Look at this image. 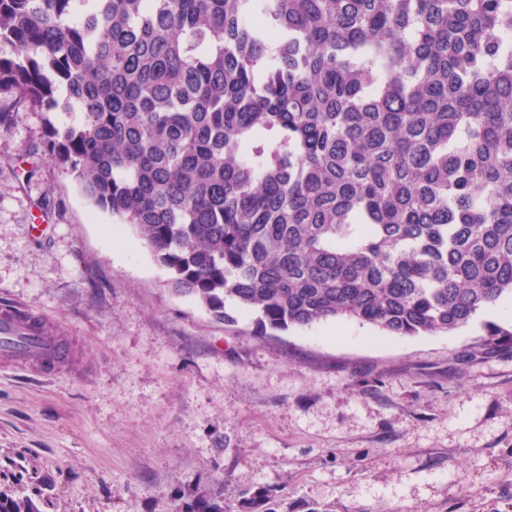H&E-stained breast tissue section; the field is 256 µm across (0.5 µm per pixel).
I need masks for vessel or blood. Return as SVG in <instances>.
I'll return each mask as SVG.
<instances>
[{
	"mask_svg": "<svg viewBox=\"0 0 512 512\" xmlns=\"http://www.w3.org/2000/svg\"><path fill=\"white\" fill-rule=\"evenodd\" d=\"M39 315L0 308V361L17 362L30 370L47 374L53 371L62 352L58 339L41 334Z\"/></svg>",
	"mask_w": 512,
	"mask_h": 512,
	"instance_id": "1",
	"label": "vessel or blood"
}]
</instances>
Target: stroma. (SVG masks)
Returning a JSON list of instances; mask_svg holds the SVG:
<instances>
[{"mask_svg": "<svg viewBox=\"0 0 512 512\" xmlns=\"http://www.w3.org/2000/svg\"><path fill=\"white\" fill-rule=\"evenodd\" d=\"M0 119V306L69 352L48 377L0 364V490L40 512H173L218 482L234 512L266 487L269 512H512V352L476 350L511 297L447 334L217 321L38 156L60 114L2 87Z\"/></svg>", "mask_w": 512, "mask_h": 512, "instance_id": "stroma-1", "label": "stroma"}]
</instances>
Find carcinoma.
<instances>
[{
	"instance_id": "carcinoma-1",
	"label": "carcinoma",
	"mask_w": 512,
	"mask_h": 512,
	"mask_svg": "<svg viewBox=\"0 0 512 512\" xmlns=\"http://www.w3.org/2000/svg\"><path fill=\"white\" fill-rule=\"evenodd\" d=\"M0 41L67 117L42 154L219 320L433 335L512 296V0H0Z\"/></svg>"
}]
</instances>
